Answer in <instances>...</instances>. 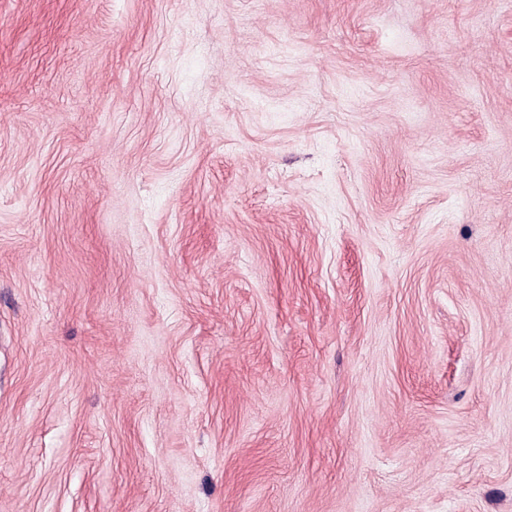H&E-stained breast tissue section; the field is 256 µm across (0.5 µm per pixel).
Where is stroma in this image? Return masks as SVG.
I'll use <instances>...</instances> for the list:
<instances>
[{"instance_id":"stroma-1","label":"stroma","mask_w":512,"mask_h":512,"mask_svg":"<svg viewBox=\"0 0 512 512\" xmlns=\"http://www.w3.org/2000/svg\"><path fill=\"white\" fill-rule=\"evenodd\" d=\"M0 512H512V0H0Z\"/></svg>"}]
</instances>
